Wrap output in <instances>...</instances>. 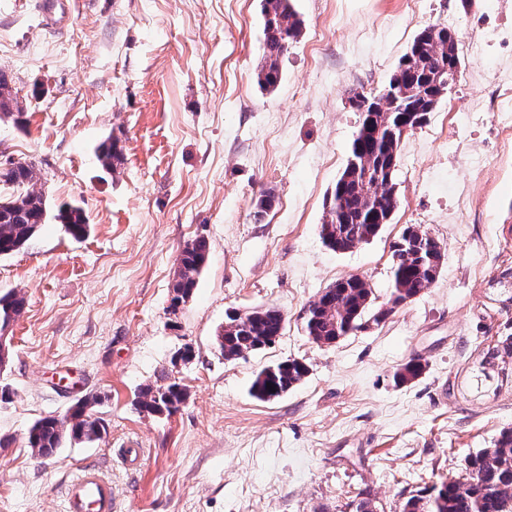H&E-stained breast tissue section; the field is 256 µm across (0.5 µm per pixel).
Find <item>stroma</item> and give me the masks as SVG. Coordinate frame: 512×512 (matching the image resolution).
<instances>
[{
  "label": "stroma",
  "mask_w": 512,
  "mask_h": 512,
  "mask_svg": "<svg viewBox=\"0 0 512 512\" xmlns=\"http://www.w3.org/2000/svg\"><path fill=\"white\" fill-rule=\"evenodd\" d=\"M303 33L268 93L260 0H0V69L24 126L0 116V163L33 161L54 205L85 209L72 238L42 225L0 258V292L25 299L0 384V512H64V488L95 463L117 512H354L464 474L512 427L505 375L479 363L512 327V122L494 105L512 66V0H295ZM454 29L464 65L397 164L399 202L369 242L326 248L320 226L360 114L427 25ZM121 150L103 169L98 147ZM275 203L253 217L264 190ZM411 224L443 249L436 281L380 323L317 344L308 304L357 275L377 304L391 292L392 245ZM210 252L192 298L172 306L184 244ZM279 309L281 336L225 360L215 336L231 312ZM191 346V362L175 352ZM303 362L282 397L250 388L265 367ZM421 375L396 382L409 361ZM184 385L171 417L137 396L161 372ZM91 398L106 431L32 455L29 427ZM138 443L137 468L120 448Z\"/></svg>",
  "instance_id": "35a3bbf8"
}]
</instances>
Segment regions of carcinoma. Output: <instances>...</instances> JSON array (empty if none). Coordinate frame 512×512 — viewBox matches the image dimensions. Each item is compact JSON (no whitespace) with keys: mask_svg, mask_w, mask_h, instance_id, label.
Returning <instances> with one entry per match:
<instances>
[{"mask_svg":"<svg viewBox=\"0 0 512 512\" xmlns=\"http://www.w3.org/2000/svg\"><path fill=\"white\" fill-rule=\"evenodd\" d=\"M264 29L262 64L257 83L272 91L282 80L280 63L291 45L303 31L292 0H261ZM458 35L446 25H429L413 39L390 76L387 86L398 82L405 99L421 105L418 122L409 124L414 130L424 125L441 99L448 94L446 80L459 74ZM375 97L358 96L356 110L361 112L359 127L353 137L346 165L336 179L329 198V209L321 224V239L329 249L341 252L354 244L365 243L382 228L381 219L394 212L398 205L396 167L400 145L404 138V122L397 111L374 108ZM99 159L108 169L120 160L117 143L107 139L99 146ZM32 162H15L0 171V184L11 192H0V256L20 250L37 229L52 218L63 224L75 239L89 230L86 211L76 204L58 206L49 215L45 197L29 193L36 180ZM272 191H263L255 203L254 218L262 220L273 206ZM434 241L418 225L404 229L392 246V291L390 306L374 308L376 300L370 284L350 276L337 280L310 303L304 315L306 335L317 344L331 345L341 338L364 328L368 322L379 323L394 307L404 303L436 280L441 266V252L429 258L428 248ZM209 242L197 236L187 242L178 257V269L173 285L172 305L193 295L200 273L208 259ZM24 299L16 293L0 296V328L20 316ZM284 316L274 307H267L240 316L227 315L224 337L218 343L226 360H236L276 342L283 329ZM512 357V336L502 341V347H492L480 362L484 376L496 366V361ZM307 374V367L296 359H288L264 368L255 377L252 396L271 401L287 393ZM274 389L267 388V385ZM182 385L166 372L154 384L139 394L141 411L150 415H174L184 403ZM94 403L86 399L75 404L72 418L76 423L68 432L74 438L89 442L103 431L100 421L92 415L81 418V408ZM54 417L36 421L27 433V445L41 456L53 454L61 447L65 432ZM400 512H512V428H504L488 448L470 458L466 473L442 482L425 494H412L401 503Z\"/></svg>","mask_w":512,"mask_h":512,"instance_id":"carcinoma-1","label":"carcinoma"}]
</instances>
